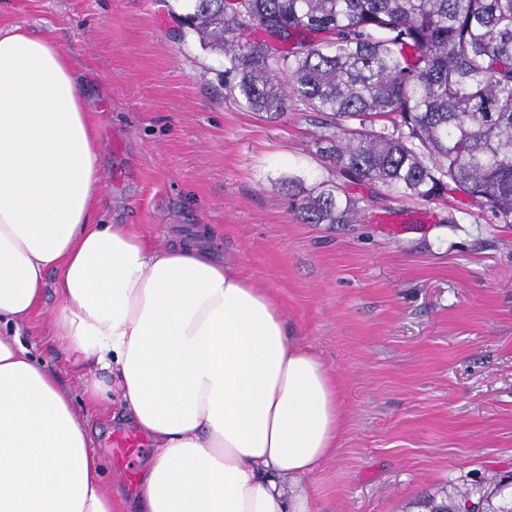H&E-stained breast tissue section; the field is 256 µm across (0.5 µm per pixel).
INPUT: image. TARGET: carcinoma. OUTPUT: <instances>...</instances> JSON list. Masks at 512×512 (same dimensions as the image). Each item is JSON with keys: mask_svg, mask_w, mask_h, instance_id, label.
Segmentation results:
<instances>
[{"mask_svg": "<svg viewBox=\"0 0 512 512\" xmlns=\"http://www.w3.org/2000/svg\"><path fill=\"white\" fill-rule=\"evenodd\" d=\"M183 18L224 58V86L274 118L323 117L317 152L337 173L426 199L459 190L512 222V0H191ZM390 118L393 131L375 123ZM307 224H350L339 186L288 182ZM512 512L491 481L427 512Z\"/></svg>", "mask_w": 512, "mask_h": 512, "instance_id": "1", "label": "carcinoma"}]
</instances>
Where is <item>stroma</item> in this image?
I'll return each mask as SVG.
<instances>
[{
	"label": "stroma",
	"mask_w": 512,
	"mask_h": 512,
	"mask_svg": "<svg viewBox=\"0 0 512 512\" xmlns=\"http://www.w3.org/2000/svg\"><path fill=\"white\" fill-rule=\"evenodd\" d=\"M186 0H0V28L51 37L99 125L96 214L149 242L192 239L266 290L290 337L337 376L339 446L312 471L313 512H417L512 473V223L452 190L425 199L332 172L320 118L241 106L224 60L182 33ZM340 186L350 224H307L288 181ZM60 277L21 339L73 397L105 477L127 431L118 404L91 406L87 370L58 335Z\"/></svg>",
	"instance_id": "1"
}]
</instances>
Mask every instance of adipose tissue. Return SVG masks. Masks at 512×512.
I'll use <instances>...</instances> for the list:
<instances>
[{"mask_svg":"<svg viewBox=\"0 0 512 512\" xmlns=\"http://www.w3.org/2000/svg\"><path fill=\"white\" fill-rule=\"evenodd\" d=\"M99 167L70 60L23 25L0 30V512H311L303 481L342 424L334 375L233 266L97 219ZM52 271L68 349L112 371L154 443L136 504L20 340Z\"/></svg>","mask_w":512,"mask_h":512,"instance_id":"1","label":"adipose tissue"}]
</instances>
